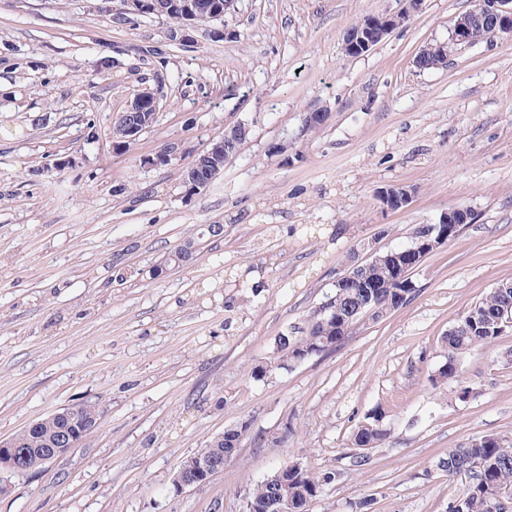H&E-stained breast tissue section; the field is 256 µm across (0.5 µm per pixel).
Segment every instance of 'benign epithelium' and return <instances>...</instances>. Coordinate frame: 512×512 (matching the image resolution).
Listing matches in <instances>:
<instances>
[{"label": "benign epithelium", "instance_id": "7a95c632", "mask_svg": "<svg viewBox=\"0 0 512 512\" xmlns=\"http://www.w3.org/2000/svg\"><path fill=\"white\" fill-rule=\"evenodd\" d=\"M117 14L125 19L160 16L166 8L159 0H118ZM237 0H182L183 23L185 30L205 19L209 22L221 21L224 15L235 8ZM423 0H405L403 11L396 14L378 13L352 24L346 31L344 47L357 56H361L376 47L387 35L395 30L405 15H412L421 9ZM452 40L463 48L474 47L491 37L508 35L512 37V0H484L474 11L460 15L450 29ZM163 95L159 89H147L138 93L125 110L112 120V147L116 150L136 141L142 132L149 128L157 118ZM236 128L224 131V135L209 142L207 155L211 159L210 168L201 174L184 175L183 182L198 190L209 185L224 170V163L231 153L224 150V142L233 136ZM182 146L173 143L147 158L144 163L156 166L159 161L171 162L172 158L182 154ZM379 200L384 210H399L407 207L413 200L414 189L406 185H395L379 191ZM470 210L457 207L446 212L436 224L428 226L426 234L413 242L399 254H382V249L369 244L365 261L368 263L387 262L398 265L408 261L418 267L422 257L448 242L452 226L462 225L468 220ZM58 420L62 428L58 431L49 451L38 458L20 449L14 437L0 439V497L11 492L12 486L3 478V474H26L41 468L65 455L81 441L80 430L100 426L101 417L96 406L90 402H80L62 408L51 415ZM221 469L195 457L188 456L174 475L173 485L178 490L195 488L207 484Z\"/></svg>", "mask_w": 512, "mask_h": 512}]
</instances>
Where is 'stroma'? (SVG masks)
Returning <instances> with one entry per match:
<instances>
[{
    "label": "stroma",
    "instance_id": "1",
    "mask_svg": "<svg viewBox=\"0 0 512 512\" xmlns=\"http://www.w3.org/2000/svg\"><path fill=\"white\" fill-rule=\"evenodd\" d=\"M471 5L424 0L352 57L348 27L402 0H238L223 37L201 26L188 43L168 18L117 19L110 0H0V437L73 403L102 414L63 458L10 476L0 512H245L288 461L335 475L310 512H448L462 481L439 459L512 435V331L463 354L458 380L429 382L453 322L512 280V37L415 64ZM159 86L155 124L113 151V117ZM314 112L326 119L306 130ZM239 124L223 173L189 189L184 167ZM171 143L183 154L144 164ZM395 184L413 202L383 211ZM456 206L474 220L413 271L406 306L254 378L362 242L406 246ZM206 224L223 238L155 274ZM374 412L390 437L354 466ZM242 422L223 472L176 490L181 461Z\"/></svg>",
    "mask_w": 512,
    "mask_h": 512
}]
</instances>
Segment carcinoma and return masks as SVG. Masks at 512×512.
Masks as SVG:
<instances>
[{
  "label": "carcinoma",
  "instance_id": "1",
  "mask_svg": "<svg viewBox=\"0 0 512 512\" xmlns=\"http://www.w3.org/2000/svg\"><path fill=\"white\" fill-rule=\"evenodd\" d=\"M445 60V52L435 41L420 51L417 64L431 69L444 64ZM412 272L410 267L396 272L386 262L361 268L358 282L334 289L313 311L305 326L298 329L297 335L279 337L277 355L256 365L253 375L263 377L270 371L286 370L312 356L334 351L372 307L379 311L380 320L400 309L415 292ZM509 305H512V292L494 288L448 329L443 337L442 360L430 374L432 386H441L458 377L459 358L465 351L488 345L502 336L500 319ZM54 431L55 427L47 422L37 431H19L15 439L21 448L38 454L49 448ZM240 436L238 427L228 428L207 441L194 456L219 459L224 450L236 447ZM387 438V430L376 419L358 427L353 439L357 450L353 463L365 465V449L376 448ZM472 460L478 461L480 467L471 472L458 498V512H500L495 507V496L512 493V438L494 434L476 437L462 448L448 450L440 465L448 472V477L455 478ZM331 476L330 472H317L289 461L260 481L248 501L256 512H279L285 503L289 512H310V505L321 495Z\"/></svg>",
  "mask_w": 512,
  "mask_h": 512
}]
</instances>
